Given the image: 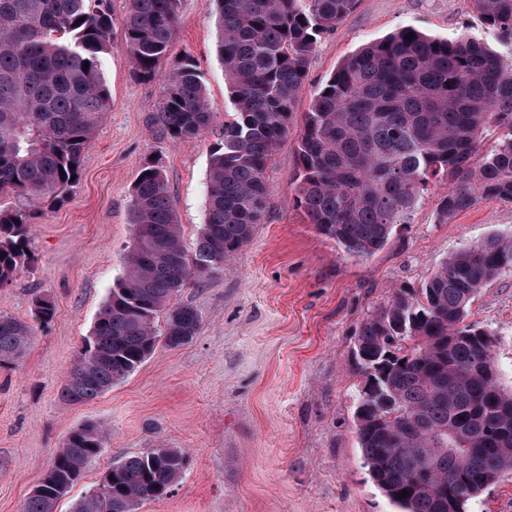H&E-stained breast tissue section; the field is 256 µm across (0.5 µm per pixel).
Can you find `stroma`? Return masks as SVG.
Instances as JSON below:
<instances>
[{"label": "stroma", "mask_w": 512, "mask_h": 512, "mask_svg": "<svg viewBox=\"0 0 512 512\" xmlns=\"http://www.w3.org/2000/svg\"><path fill=\"white\" fill-rule=\"evenodd\" d=\"M111 10L112 48L102 65L111 110L77 184L60 205L39 209L34 261L0 287L2 315L31 321L40 297L56 306L23 359L0 368V512H24L68 434L88 422L104 428V448L56 512H71L114 462L154 448L183 449L187 465L167 495L139 512H391L356 432L359 327L397 289L420 287L450 254L512 235V202L482 199L443 222L438 204L452 180L435 178L410 223L395 226L372 257H353L294 205L298 142L314 95L343 59L406 26L441 38L483 36L471 0H358L309 59L293 125L266 171L263 224L223 269L174 298L197 310L198 334L178 348L158 342L103 395L65 405L62 378L135 243L132 194L144 162L159 160L184 242L194 248L206 219L210 149L234 112L204 0H182L178 34L152 81L136 78L124 48L125 0H112ZM185 58L201 73L214 112L189 144L160 137L151 124L164 74ZM468 319L494 335L497 364L511 382L512 270L479 292Z\"/></svg>", "instance_id": "stroma-1"}]
</instances>
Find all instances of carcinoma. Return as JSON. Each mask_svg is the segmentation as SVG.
I'll use <instances>...</instances> for the list:
<instances>
[{"instance_id": "obj_1", "label": "carcinoma", "mask_w": 512, "mask_h": 512, "mask_svg": "<svg viewBox=\"0 0 512 512\" xmlns=\"http://www.w3.org/2000/svg\"><path fill=\"white\" fill-rule=\"evenodd\" d=\"M127 2L125 48L135 74L152 81L182 0ZM356 2L206 0L235 105L210 153L206 224L189 254L162 166L144 164L135 244L61 387L64 403L89 402L137 370L156 348L158 313L168 346L197 335L198 312L171 300L223 268L264 223L266 170L288 137L309 58ZM472 2L497 46L402 27L344 59L305 113L294 203L350 256H371L410 223L440 173L454 178L438 205L443 221L480 198L512 202V0ZM111 34L110 0H0V194L54 205L77 182L111 109L102 74ZM212 121L206 86L185 59L165 76L151 123L187 144ZM491 124L506 133L480 158ZM30 230V212L0 206V287L30 262ZM510 269L512 236H490L451 254L421 288L396 290L360 326L357 356L376 384L359 394L358 440L370 479L398 512H468L512 473V388L502 384L494 335L467 320L480 290ZM55 313L51 299L36 301L35 321ZM32 335V325L0 315V364L18 363ZM105 441L95 425L72 430L24 512H54ZM185 465L178 448L125 457L74 512H137L167 495Z\"/></svg>"}]
</instances>
